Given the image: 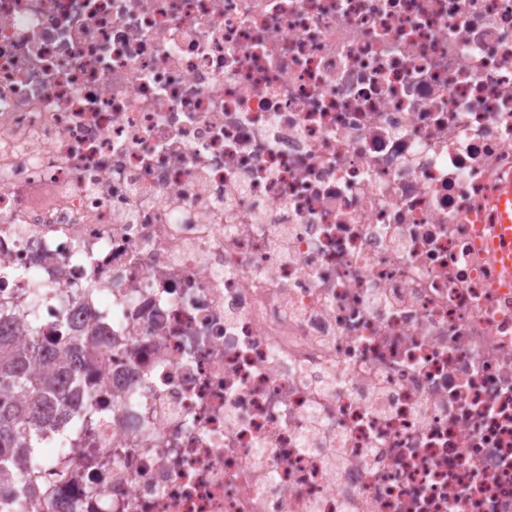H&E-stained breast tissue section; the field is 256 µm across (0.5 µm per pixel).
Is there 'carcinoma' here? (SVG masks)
<instances>
[{"instance_id": "cac0c4a2", "label": "carcinoma", "mask_w": 512, "mask_h": 512, "mask_svg": "<svg viewBox=\"0 0 512 512\" xmlns=\"http://www.w3.org/2000/svg\"><path fill=\"white\" fill-rule=\"evenodd\" d=\"M28 331L27 344L16 346L17 333ZM102 331L84 336H44L35 307L21 309L0 303V512H37L40 500L55 492L43 483L46 460L39 445L47 439L56 410L67 405L66 384L77 385L83 364L100 356ZM72 430L91 429L97 418L94 395L87 393L84 409L71 410ZM23 457L25 469L15 472L7 460Z\"/></svg>"}]
</instances>
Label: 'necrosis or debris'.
Returning a JSON list of instances; mask_svg holds the SVG:
<instances>
[{
    "label": "necrosis or debris",
    "mask_w": 512,
    "mask_h": 512,
    "mask_svg": "<svg viewBox=\"0 0 512 512\" xmlns=\"http://www.w3.org/2000/svg\"><path fill=\"white\" fill-rule=\"evenodd\" d=\"M512 0H0V301L107 328L41 512H512ZM493 216L495 224L499 225L492 245L499 251V257L509 278L512 272V184L505 187L498 201L497 212ZM94 400V395L91 392H87V404L85 408L83 410H79L74 407L71 410L72 430L75 432L89 430L94 426L98 414L97 409L94 407Z\"/></svg>",
    "instance_id": "1"
}]
</instances>
